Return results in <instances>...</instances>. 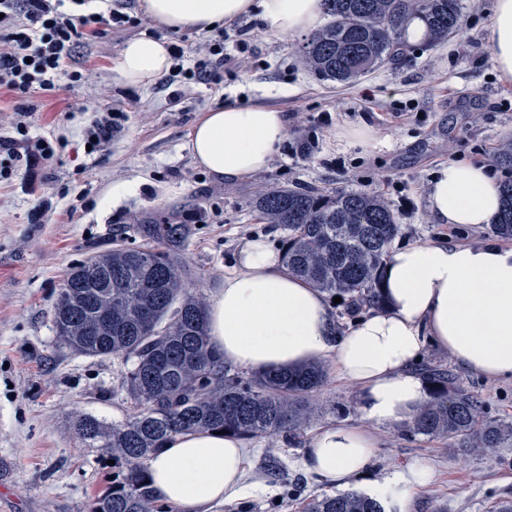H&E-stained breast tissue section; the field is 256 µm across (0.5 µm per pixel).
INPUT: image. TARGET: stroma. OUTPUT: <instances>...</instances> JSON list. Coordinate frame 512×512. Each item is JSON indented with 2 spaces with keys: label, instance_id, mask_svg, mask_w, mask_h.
<instances>
[{
  "label": "stroma",
  "instance_id": "35a3bbf8",
  "mask_svg": "<svg viewBox=\"0 0 512 512\" xmlns=\"http://www.w3.org/2000/svg\"><path fill=\"white\" fill-rule=\"evenodd\" d=\"M460 4L467 20L462 32L347 85L321 81L305 67L298 51L304 35L280 36L243 18L225 25L224 51L248 58V66L225 65L221 82L206 84L186 72L207 67L208 56L195 48L208 33H173L149 20L138 0H112L127 23L74 53L77 65L90 69L89 79L30 99L29 134L60 141L57 155L0 185V506L89 512L112 479L107 453L89 447L75 422L81 414L109 424L125 420L122 382L129 366L60 345L52 309L67 270L111 248L117 227L161 215L193 225L184 257L192 287L208 296L222 286L243 239L282 245L286 229L266 223L256 207L266 188L374 192L393 210L401 243L492 238L488 229L432 223L427 209V185L449 157L482 161L498 181L512 179V168L494 162L500 144L512 139V87L499 80L483 39L494 0ZM133 38L183 44V73L146 86L121 82L117 55ZM228 103L266 104L288 117V138L268 168L235 183L214 181L185 148L204 113ZM107 108L122 111L119 126L101 150L85 154L84 130L94 111ZM347 125L371 128L374 140L337 142V128ZM436 361L484 403L489 418L512 423L511 379H489L426 348L422 364ZM319 399L316 425L360 417L352 385L327 378ZM376 434L369 472L350 489L382 485L415 462L434 473L410 500L391 503L392 512H494L497 503L512 501V439L498 454L481 456L466 452L460 438L411 439L398 426ZM304 445L281 436L252 442L239 501L211 504L205 512L276 500L280 512H302L301 500L331 491L306 468Z\"/></svg>",
  "mask_w": 512,
  "mask_h": 512
}]
</instances>
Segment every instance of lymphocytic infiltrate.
I'll list each match as a JSON object with an SVG mask.
<instances>
[{
    "label": "lymphocytic infiltrate",
    "mask_w": 512,
    "mask_h": 512,
    "mask_svg": "<svg viewBox=\"0 0 512 512\" xmlns=\"http://www.w3.org/2000/svg\"><path fill=\"white\" fill-rule=\"evenodd\" d=\"M89 0H0V87L20 98L12 133L0 137V182L10 180L19 164L48 162L60 144L31 139V109L25 101L37 93L61 90L62 80L79 83L85 70L74 67L76 45L104 36L124 23L121 12L102 14L88 9Z\"/></svg>",
    "instance_id": "obj_1"
}]
</instances>
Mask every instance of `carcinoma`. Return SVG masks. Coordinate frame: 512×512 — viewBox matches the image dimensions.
Returning a JSON list of instances; mask_svg holds the SVG:
<instances>
[{
    "label": "carcinoma",
    "instance_id": "1",
    "mask_svg": "<svg viewBox=\"0 0 512 512\" xmlns=\"http://www.w3.org/2000/svg\"><path fill=\"white\" fill-rule=\"evenodd\" d=\"M328 22L301 46L321 80L350 84L411 48L410 25L434 47L465 26L459 0H324ZM504 209L493 232L512 239V181L502 184ZM257 208L280 224L288 268L328 298L342 299L337 329L383 304L382 269L400 225L384 198L370 192L316 187L270 188ZM138 246L122 241L70 268L53 306L60 342L89 357L112 355L131 364L125 390L131 413L106 426L82 414L76 429L93 448L125 465L91 503V512H175L151 485L143 461L175 433L222 430L244 440L276 435L292 443L314 421L327 367L312 362L249 376L224 365L206 334V297L189 290L184 258L188 224L161 216L135 227ZM94 321L98 334L87 335ZM428 399L404 429L407 437L466 436L472 452L492 453L512 426L488 419L483 403L455 386L442 364L424 368ZM304 512H386L382 500L346 491L313 497Z\"/></svg>",
    "mask_w": 512,
    "mask_h": 512
}]
</instances>
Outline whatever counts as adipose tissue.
<instances>
[{
	"instance_id": "1",
	"label": "adipose tissue",
	"mask_w": 512,
	"mask_h": 512,
	"mask_svg": "<svg viewBox=\"0 0 512 512\" xmlns=\"http://www.w3.org/2000/svg\"><path fill=\"white\" fill-rule=\"evenodd\" d=\"M141 11L174 33L203 32L249 17L280 35L317 27L322 0H140ZM484 38L501 80L512 84V0H495ZM171 60L165 42L139 38L119 52L116 72L128 84L161 78ZM288 137V118L264 104L215 107L185 144L194 162L219 180L266 169ZM435 223L481 230L503 207L497 179L479 161L449 159L427 187ZM384 308L337 333L332 305L291 272L262 237L244 240L207 306L211 346L225 364L249 371L326 362L359 391L358 422L321 426L304 463L329 484L363 475L378 446L376 427L412 421L427 397L413 365L427 345L490 379H512V244L500 240L392 246L385 261ZM248 448L215 431L173 435L148 462L163 501L201 512L236 499L245 488Z\"/></svg>"
}]
</instances>
